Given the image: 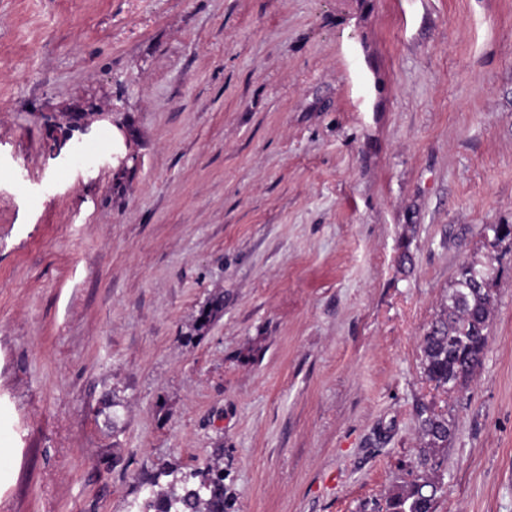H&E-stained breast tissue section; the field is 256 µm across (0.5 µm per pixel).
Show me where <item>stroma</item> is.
Segmentation results:
<instances>
[{"mask_svg": "<svg viewBox=\"0 0 512 512\" xmlns=\"http://www.w3.org/2000/svg\"><path fill=\"white\" fill-rule=\"evenodd\" d=\"M488 224L512 0H0V512H137L218 448L234 512H383L421 406L451 430L437 512H512ZM465 263L489 339L447 394L421 339Z\"/></svg>", "mask_w": 512, "mask_h": 512, "instance_id": "1", "label": "stroma"}]
</instances>
